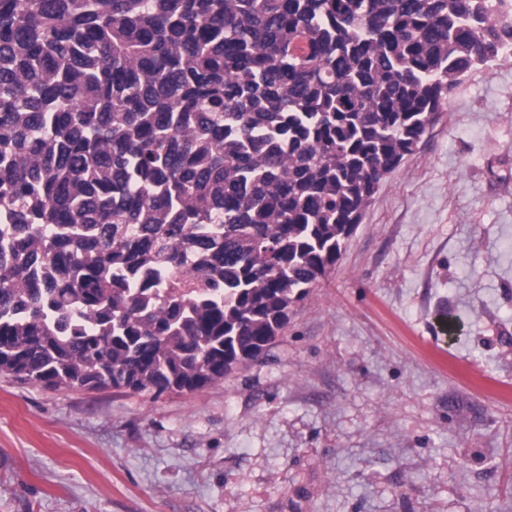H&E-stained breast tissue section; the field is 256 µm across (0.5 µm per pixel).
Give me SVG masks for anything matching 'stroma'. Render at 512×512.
Wrapping results in <instances>:
<instances>
[{"label":"stroma","mask_w":512,"mask_h":512,"mask_svg":"<svg viewBox=\"0 0 512 512\" xmlns=\"http://www.w3.org/2000/svg\"><path fill=\"white\" fill-rule=\"evenodd\" d=\"M0 512H512V61L454 90L336 266L222 382L0 375Z\"/></svg>","instance_id":"1"}]
</instances>
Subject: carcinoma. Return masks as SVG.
I'll return each instance as SVG.
<instances>
[{"label":"carcinoma","mask_w":512,"mask_h":512,"mask_svg":"<svg viewBox=\"0 0 512 512\" xmlns=\"http://www.w3.org/2000/svg\"><path fill=\"white\" fill-rule=\"evenodd\" d=\"M509 53L512 0H0V374L224 381Z\"/></svg>","instance_id":"cac0c4a2"}]
</instances>
